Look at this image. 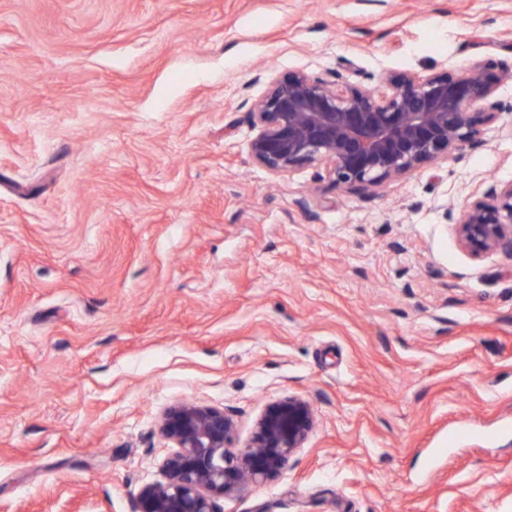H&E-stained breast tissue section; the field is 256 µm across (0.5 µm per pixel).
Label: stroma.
Here are the masks:
<instances>
[{"mask_svg":"<svg viewBox=\"0 0 512 512\" xmlns=\"http://www.w3.org/2000/svg\"><path fill=\"white\" fill-rule=\"evenodd\" d=\"M487 62L503 112L359 195L257 166L305 72ZM512 0H0V512H134L168 407L316 425L224 512H512V258L447 211L512 184Z\"/></svg>","mask_w":512,"mask_h":512,"instance_id":"35a3bbf8","label":"stroma"}]
</instances>
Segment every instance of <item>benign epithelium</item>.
I'll return each instance as SVG.
<instances>
[{
    "mask_svg": "<svg viewBox=\"0 0 512 512\" xmlns=\"http://www.w3.org/2000/svg\"><path fill=\"white\" fill-rule=\"evenodd\" d=\"M486 70L475 62L457 75L387 74L374 88L340 75L276 78L249 108L251 158L273 175L317 163L331 184L369 192L479 141L483 126L501 113L497 83ZM453 227L471 256L512 257V184L472 192ZM314 427L307 402L288 396L265 408L252 441L237 448L224 411L178 403L158 422L159 435L174 445L163 461L168 479L146 487L135 512H223L224 497L277 477Z\"/></svg>",
    "mask_w": 512,
    "mask_h": 512,
    "instance_id": "obj_1",
    "label": "benign epithelium"
}]
</instances>
